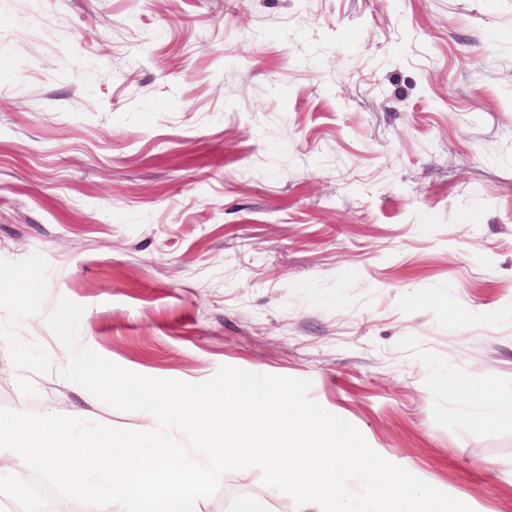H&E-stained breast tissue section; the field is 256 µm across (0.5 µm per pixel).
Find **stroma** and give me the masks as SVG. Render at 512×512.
<instances>
[{"instance_id":"35a3bbf8","label":"stroma","mask_w":512,"mask_h":512,"mask_svg":"<svg viewBox=\"0 0 512 512\" xmlns=\"http://www.w3.org/2000/svg\"><path fill=\"white\" fill-rule=\"evenodd\" d=\"M191 383L310 380L370 447L512 512V0H0V407L144 431L46 318ZM241 490L227 474L202 512ZM441 380L448 388V395L461 399L467 408L482 411L499 421H512V398L496 396L488 386L477 387L446 372Z\"/></svg>"}]
</instances>
